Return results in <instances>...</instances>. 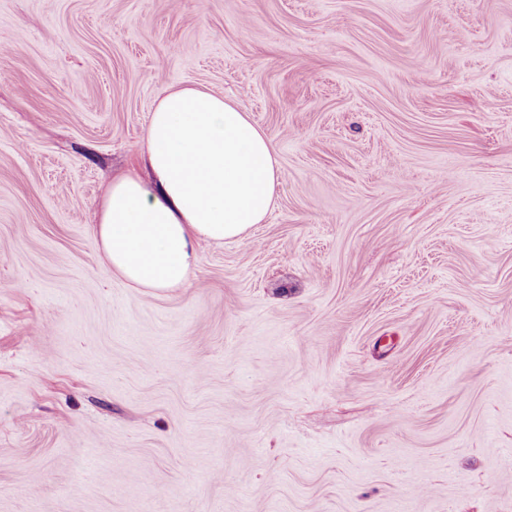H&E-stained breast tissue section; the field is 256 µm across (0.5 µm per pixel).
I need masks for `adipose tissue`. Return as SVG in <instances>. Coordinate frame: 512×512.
<instances>
[{
  "mask_svg": "<svg viewBox=\"0 0 512 512\" xmlns=\"http://www.w3.org/2000/svg\"><path fill=\"white\" fill-rule=\"evenodd\" d=\"M152 182L110 183L94 235L105 264L136 288L185 287L196 245L239 241L273 210L282 182L271 138L239 101L170 87L144 138Z\"/></svg>",
  "mask_w": 512,
  "mask_h": 512,
  "instance_id": "1",
  "label": "adipose tissue"
}]
</instances>
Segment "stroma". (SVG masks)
<instances>
[{"mask_svg": "<svg viewBox=\"0 0 512 512\" xmlns=\"http://www.w3.org/2000/svg\"><path fill=\"white\" fill-rule=\"evenodd\" d=\"M171 85L283 178L151 292L93 226ZM0 512H512V0H0Z\"/></svg>", "mask_w": 512, "mask_h": 512, "instance_id": "stroma-1", "label": "stroma"}]
</instances>
